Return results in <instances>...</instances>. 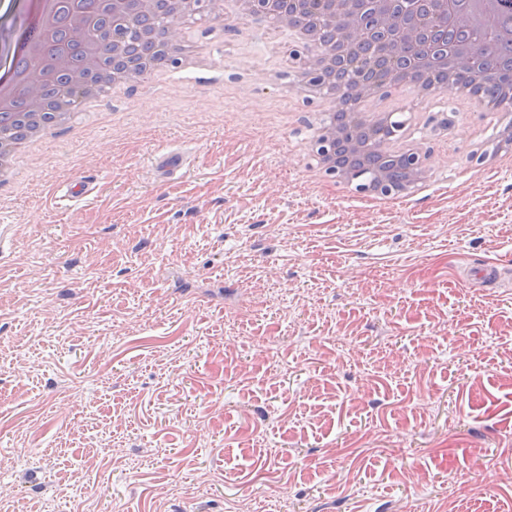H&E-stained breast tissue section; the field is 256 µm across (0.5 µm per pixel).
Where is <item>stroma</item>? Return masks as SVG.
Returning a JSON list of instances; mask_svg holds the SVG:
<instances>
[{
    "mask_svg": "<svg viewBox=\"0 0 512 512\" xmlns=\"http://www.w3.org/2000/svg\"><path fill=\"white\" fill-rule=\"evenodd\" d=\"M205 27L219 67L103 98L0 195L10 512H512V287L458 279L512 264V171L464 175L441 145L476 116L425 114L447 194H332L273 82L288 35Z\"/></svg>",
    "mask_w": 512,
    "mask_h": 512,
    "instance_id": "stroma-1",
    "label": "stroma"
}]
</instances>
